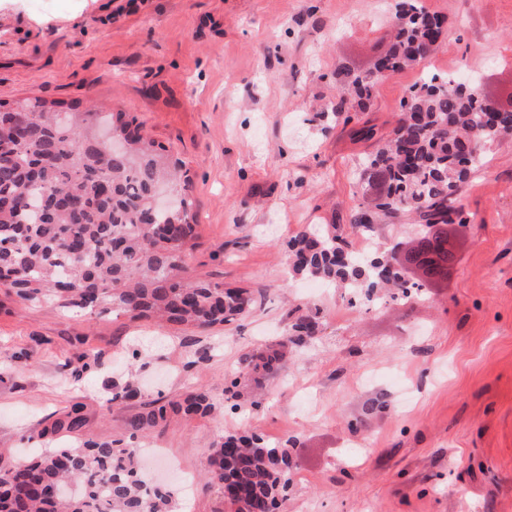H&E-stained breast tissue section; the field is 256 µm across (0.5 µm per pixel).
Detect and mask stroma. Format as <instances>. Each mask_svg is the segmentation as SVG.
I'll return each instance as SVG.
<instances>
[{"label":"stroma","instance_id":"stroma-1","mask_svg":"<svg viewBox=\"0 0 512 512\" xmlns=\"http://www.w3.org/2000/svg\"><path fill=\"white\" fill-rule=\"evenodd\" d=\"M448 34L420 67L374 89L370 119L389 133L424 74L464 66L512 96V0H421ZM393 37L384 0H0V102L96 103L142 123L182 163L197 211L184 277L244 288L256 304L205 332L106 311L27 305L0 290V457L43 446L39 430L72 402L85 437L146 442L161 480L189 477L174 512H225L207 486L211 448L229 433L297 437L279 512H512V135L486 150L460 191L462 247L444 287L380 295L286 277L287 241L325 224L351 247L368 143L325 113L336 71L363 67ZM318 309L322 334L274 373L224 387L247 351L280 346L288 312ZM85 351L101 365L74 373ZM132 386L138 398L113 403ZM205 389L212 415L171 416L146 439L125 416ZM387 409L352 432L371 400Z\"/></svg>","mask_w":512,"mask_h":512}]
</instances>
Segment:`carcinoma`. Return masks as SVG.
Listing matches in <instances>:
<instances>
[{
	"mask_svg": "<svg viewBox=\"0 0 512 512\" xmlns=\"http://www.w3.org/2000/svg\"><path fill=\"white\" fill-rule=\"evenodd\" d=\"M395 41L365 70L336 72V120L348 124L350 110H370L377 82L419 65L433 51L430 35L444 34V17L421 0H392ZM0 122L25 129L21 141L0 140V272L8 289L32 304L56 303L90 314L116 308L132 319L160 318L184 328L205 330L230 324L255 305L253 294L208 280L186 281L184 259L196 247L195 202L182 162L153 140L128 128L126 113L81 111L37 100L9 108L0 103ZM128 135L131 148L114 154L98 142L99 129ZM512 133V108L491 111L477 91L436 74L415 84L403 102L393 137L377 136L366 120L352 130L357 141H376L357 162L361 200L350 227H373L378 216L396 220L415 213L420 241L436 224L462 223L458 192L485 164L486 147ZM386 191L375 195L370 184ZM292 270L329 282L348 281L354 295L370 299L383 286L407 298L419 289L407 281L386 249L363 258L337 252L336 231H303L288 243ZM322 332L318 312L291 320L290 341L303 346ZM282 358L242 356L225 401L236 403L241 381L270 372ZM215 402L203 389L176 401H150L125 418L131 435L163 426L168 413L204 416ZM84 406L74 402L40 432V437L79 440L33 461L0 462V512H166L173 489L149 491L136 465L137 449L83 438ZM292 437L271 444L263 438L224 435L210 455L207 484L228 489V512H277L288 487Z\"/></svg>",
	"mask_w": 512,
	"mask_h": 512,
	"instance_id": "carcinoma-1",
	"label": "carcinoma"
}]
</instances>
